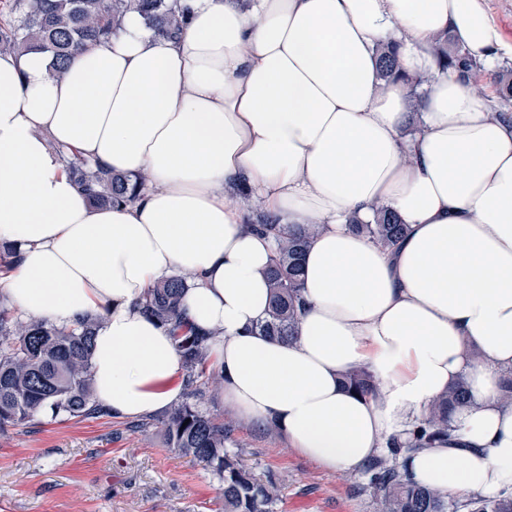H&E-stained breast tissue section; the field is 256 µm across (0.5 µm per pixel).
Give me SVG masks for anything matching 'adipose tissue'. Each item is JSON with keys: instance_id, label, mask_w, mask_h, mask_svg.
I'll use <instances>...</instances> for the list:
<instances>
[{"instance_id": "adipose-tissue-1", "label": "adipose tissue", "mask_w": 512, "mask_h": 512, "mask_svg": "<svg viewBox=\"0 0 512 512\" xmlns=\"http://www.w3.org/2000/svg\"><path fill=\"white\" fill-rule=\"evenodd\" d=\"M177 36L139 14L71 57L0 53V305L71 324L98 317L94 398L118 417L176 404L182 368L144 316L147 288L191 276L183 308L210 336L222 397L246 423L330 470H358L405 440L458 380L455 442L400 455L442 495L512 492V113L441 73L450 34L494 73L512 59L484 0H178ZM429 74L419 111L383 83L378 44ZM147 173L136 199L99 207L64 154ZM246 186L283 228L322 225L303 263L298 336L261 334L274 235L246 227L229 196ZM381 203L406 234L382 246L354 231ZM364 366L376 389L347 390Z\"/></svg>"}]
</instances>
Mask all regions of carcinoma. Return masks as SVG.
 <instances>
[{
  "mask_svg": "<svg viewBox=\"0 0 512 512\" xmlns=\"http://www.w3.org/2000/svg\"><path fill=\"white\" fill-rule=\"evenodd\" d=\"M16 7L22 11L19 24L0 30V52L36 44L51 53L60 68L75 51L108 38L128 12L140 14L151 28L169 35L184 25L177 0H16ZM448 41L445 35L437 39L441 67L458 71L482 90L483 84L476 79L479 65L462 49L448 48ZM378 53L380 78L386 83L406 82L411 97L419 98V90L429 77L405 71L393 40L382 43ZM69 169L80 184L95 186L90 199L99 206L126 203L145 183L142 175L130 178L113 174L94 169L81 159L71 161ZM350 224L353 230L387 246L396 245L405 235L400 217L384 206L374 208V223L352 220ZM248 227L252 231H277V225L256 209ZM320 228L314 224L278 231L277 253L268 272L270 309L259 324L269 336H297L303 289L301 260ZM189 280L187 274H176L159 281L148 290L142 309L169 330L185 367L189 395L196 398L203 389L219 386L222 377L218 372H207V339L182 316V296ZM97 321V316L90 314L59 327L21 319L0 308V429L22 425L44 411L55 418L97 419L109 414L93 400L91 355ZM343 379L345 386L362 395L375 387L373 375L362 367L345 373ZM469 399V387L461 379L429 406L423 423L409 433L405 443L394 442L387 454L366 465L363 474L375 495V512H459L461 508L468 512H512V496L445 502L439 492L417 484L400 471L402 452L451 441L449 414ZM160 425L172 449L193 457L218 480L224 512H273L284 483L263 484L246 471L239 453L226 449L224 425L197 404L185 402L174 407Z\"/></svg>",
  "mask_w": 512,
  "mask_h": 512,
  "instance_id": "carcinoma-1",
  "label": "carcinoma"
}]
</instances>
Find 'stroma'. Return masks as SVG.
<instances>
[{"label": "stroma", "instance_id": "stroma-1", "mask_svg": "<svg viewBox=\"0 0 512 512\" xmlns=\"http://www.w3.org/2000/svg\"><path fill=\"white\" fill-rule=\"evenodd\" d=\"M199 408L229 429L230 450L260 480L285 481L274 512H374L358 471H328L285 439L244 423L206 389ZM158 416L55 418L44 413L0 431V512H224L219 484L171 450Z\"/></svg>", "mask_w": 512, "mask_h": 512}]
</instances>
